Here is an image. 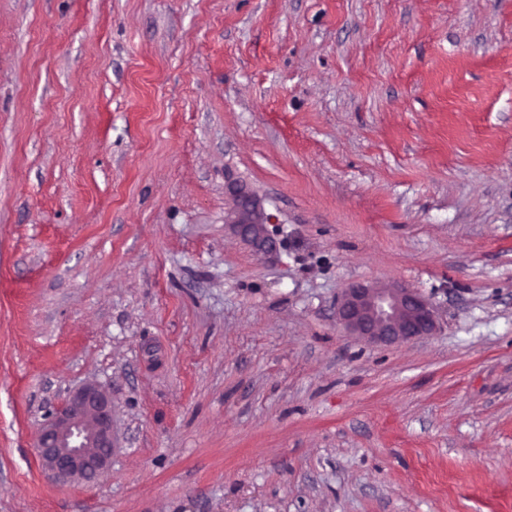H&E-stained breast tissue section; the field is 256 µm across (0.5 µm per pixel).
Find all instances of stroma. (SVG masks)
Returning a JSON list of instances; mask_svg holds the SVG:
<instances>
[{"mask_svg": "<svg viewBox=\"0 0 512 512\" xmlns=\"http://www.w3.org/2000/svg\"><path fill=\"white\" fill-rule=\"evenodd\" d=\"M0 512H512V0H0ZM237 232L258 250H269L274 242L267 233L265 224H234ZM336 316L351 333L387 344L431 336L437 328L432 304L416 289L398 283L349 284L337 299ZM113 447L112 400L92 382L72 391L39 428L41 467L61 483L94 477Z\"/></svg>", "mask_w": 512, "mask_h": 512, "instance_id": "1", "label": "stroma"}]
</instances>
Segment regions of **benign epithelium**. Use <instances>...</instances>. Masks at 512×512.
<instances>
[{"mask_svg":"<svg viewBox=\"0 0 512 512\" xmlns=\"http://www.w3.org/2000/svg\"><path fill=\"white\" fill-rule=\"evenodd\" d=\"M236 229L261 251L274 246L263 224H238ZM336 316L351 333L387 344L430 336L437 328L432 304L398 283L349 284L337 299ZM37 448L41 467L56 481L94 477L112 457L111 398L92 382L72 391L41 424Z\"/></svg>","mask_w":512,"mask_h":512,"instance_id":"benign-epithelium-1","label":"benign epithelium"}]
</instances>
